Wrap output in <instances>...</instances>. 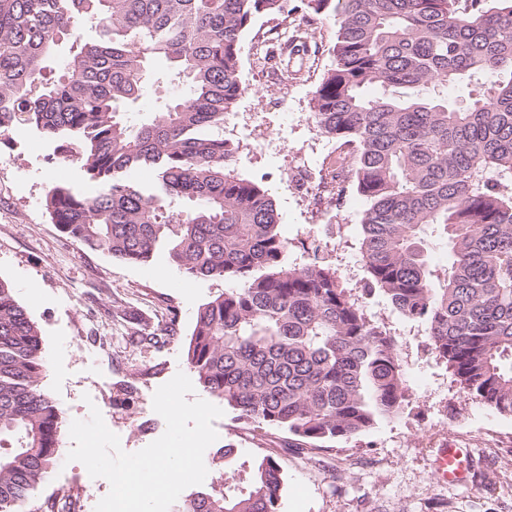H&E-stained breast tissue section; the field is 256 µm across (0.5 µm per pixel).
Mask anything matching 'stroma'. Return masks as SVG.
<instances>
[{"instance_id": "1", "label": "stroma", "mask_w": 512, "mask_h": 512, "mask_svg": "<svg viewBox=\"0 0 512 512\" xmlns=\"http://www.w3.org/2000/svg\"><path fill=\"white\" fill-rule=\"evenodd\" d=\"M266 24L257 18L243 38L241 78L251 92L224 118V137L238 147L235 171L274 198L290 265L308 263L305 241L328 238V265L400 354L407 405L356 439L308 453L292 447L283 431L237 420L222 398L195 385L194 397L224 410L214 423L218 438L204 453L202 490L232 479L238 460L269 454L284 476L280 512H512V414L461 389L431 351L423 324L404 320L384 294H364V198L348 191L316 218L291 180L298 158L316 176L336 147L310 118L312 93L333 61L334 22L310 26L304 48L271 45L261 62L253 32ZM60 157L59 140L27 127L0 135V278L12 283L41 329L46 371L40 388L62 412V459L25 512H38L60 488L79 490L84 512H94L110 484L90 477L80 462H65L71 422L88 419L95 407L124 451L137 452L158 439L165 422L153 409V394L176 373H190L186 348L196 312L225 288L221 279L183 277L163 252L144 264H123L66 237L46 213L47 191L61 178L86 196L97 185L79 165H60ZM169 322L174 334L157 342L130 339L134 329ZM445 443L470 451L467 482L436 478L432 463ZM228 448L233 456H225Z\"/></svg>"}]
</instances>
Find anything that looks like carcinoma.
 Wrapping results in <instances>:
<instances>
[{"mask_svg":"<svg viewBox=\"0 0 512 512\" xmlns=\"http://www.w3.org/2000/svg\"><path fill=\"white\" fill-rule=\"evenodd\" d=\"M302 4L306 24L337 26L311 118L353 156L365 294L424 324L463 389L511 414L512 0ZM293 13L288 0H0V133L67 139L64 159L97 183L93 196L63 180L47 192L64 234L127 264L163 250L184 277L230 284L198 309L189 365L238 420L315 450L397 416L407 388L392 339L336 271L288 264L274 199L235 173L224 138L225 114L249 91L243 36L259 16L286 29ZM84 24L96 39H81ZM65 41L70 55L48 78ZM464 80L479 87L464 106L413 94ZM168 83L181 92L131 123L125 109ZM141 169L152 185L132 179ZM432 238L448 243L444 268L426 258ZM41 343L0 278V512H23L59 457ZM283 484L266 455L173 509L279 512Z\"/></svg>","mask_w":512,"mask_h":512,"instance_id":"cac0c4a2","label":"carcinoma"}]
</instances>
